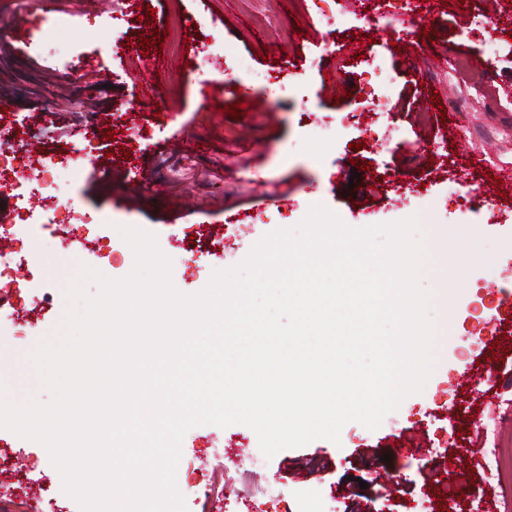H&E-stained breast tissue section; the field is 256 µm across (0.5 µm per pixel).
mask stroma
<instances>
[{
	"mask_svg": "<svg viewBox=\"0 0 512 512\" xmlns=\"http://www.w3.org/2000/svg\"><path fill=\"white\" fill-rule=\"evenodd\" d=\"M36 2L44 19L68 20L72 51L44 61L30 50L33 31L19 28L15 13L0 14V98L37 133V151L69 157L91 143L106 173L63 188L88 217L83 235L97 251L63 248L71 227L43 207L30 227L34 251L11 235L0 244V256L24 255L36 266L33 287L0 281V379L16 394L49 400L25 356L61 321L75 262L110 278L132 270L118 226L154 233L175 287L195 294L213 271L240 263L265 234L295 227L312 205L353 228L415 215L428 247L422 283L443 324L423 390L376 430L350 422L339 443L317 439L269 460L247 426L193 427L176 485L188 512H212L208 484L223 491L222 512H403L427 496L449 512L446 487L468 508L482 483L473 454L512 448V194L463 211L456 192L492 187L497 169H512V98L471 100L465 123L440 112L471 87L512 83V0H431L426 40L405 36L402 18L376 0L353 10L344 0H127L129 15L115 20L110 0ZM150 9L152 27L144 22ZM480 13L493 20L490 34L465 65L452 66L448 52ZM173 14L190 46L157 70V101L140 103L139 39ZM107 18L110 49L99 28ZM216 52L220 72L205 64ZM373 95L384 111L362 133L350 113ZM238 102L243 116L226 113ZM120 106L143 113L142 125L117 119ZM359 160L370 170L357 171ZM414 185L418 193L396 199V189ZM457 224L467 225V238L437 251ZM486 362L499 375L491 385L479 378ZM0 473V512H79L38 442L0 429ZM265 483L280 504L253 495L252 485Z\"/></svg>",
	"mask_w": 512,
	"mask_h": 512,
	"instance_id": "1",
	"label": "stroma"
}]
</instances>
